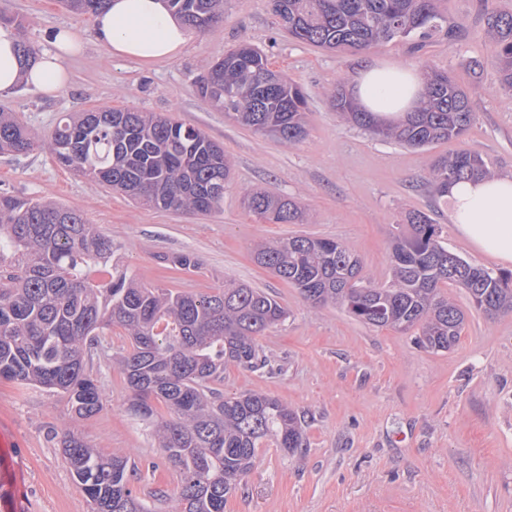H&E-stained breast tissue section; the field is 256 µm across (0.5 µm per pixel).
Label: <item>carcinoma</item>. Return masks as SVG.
<instances>
[{
	"mask_svg": "<svg viewBox=\"0 0 512 512\" xmlns=\"http://www.w3.org/2000/svg\"><path fill=\"white\" fill-rule=\"evenodd\" d=\"M109 0H63L70 12L92 15ZM293 38L327 50L367 54L382 42L414 35L421 48L461 30L438 0H271ZM187 29L204 32L224 17V0H167ZM488 33L501 88L512 92V13L488 10ZM16 30L23 66L39 50L22 22L0 11ZM425 94L404 121L378 123L343 88L331 106L373 134L417 149L461 139L473 122L468 92L448 73L423 74ZM200 98L242 126L294 144L306 135L303 89L271 70L266 54L239 44L196 84ZM31 130L0 111V153H29ZM61 166L157 210L207 214L221 206L231 179L224 147L199 129L161 113L95 109L64 115L44 142ZM492 173L481 153L462 148L437 157L428 182L445 197L448 184ZM244 206L269 224H301L292 198L247 192ZM410 231L395 237L392 277L373 285L361 260L340 242L294 236L257 246L255 259L299 290L312 305L332 303L375 327L415 330L419 343L448 351L464 327V312L443 292L453 284L494 318L512 314V273L475 266L438 241L432 218L413 211ZM112 240L69 207L0 193V379L39 386L67 398L76 419L95 415L102 389L87 370L104 330L118 327L130 348L115 357L129 390V409L154 427L159 447L178 469L180 512H224L227 496L251 470L268 439L294 452L305 445L307 416L264 393L226 396L211 384L224 367L260 369L258 336L284 321L287 310L269 293L227 282L206 293L148 286L111 262ZM166 414L157 413L153 401ZM74 482L92 512H145L130 488L134 467L102 455L82 437L60 439Z\"/></svg>",
	"mask_w": 512,
	"mask_h": 512,
	"instance_id": "1",
	"label": "carcinoma"
}]
</instances>
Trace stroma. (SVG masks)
<instances>
[{"label":"stroma","mask_w":512,"mask_h":512,"mask_svg":"<svg viewBox=\"0 0 512 512\" xmlns=\"http://www.w3.org/2000/svg\"><path fill=\"white\" fill-rule=\"evenodd\" d=\"M512 12V0H439L461 24L457 40L413 48L379 44L366 56L329 51L282 29L269 0H224V18L190 33L175 59L155 64L115 58L101 47L92 18L67 11L61 0H0L35 46L54 28H70L83 43L68 59L66 86L48 95L26 84L0 93L13 113L41 138L61 115L96 108L173 115L223 145L232 179L221 207L207 215L153 210L61 167L47 149L0 154V193L52 201L79 210L116 249L121 266L141 282L186 293L212 292L225 281L272 294L288 311L258 343L264 368L229 366L224 394L263 392L306 412V445L287 453L258 449L254 465L229 494L224 512H512V314L476 311L466 293L447 294L466 314L455 346L434 352L412 332L376 328L333 304L314 306L258 265L256 243L304 235L332 238L356 253L369 281L391 272L394 236L413 211L428 213L439 240L469 263L512 272L480 253L452 224L429 185L435 157L478 151L497 176H512V94L492 63L485 5ZM263 50L273 70L308 96V135L286 144L242 127L195 93L194 82L229 47ZM432 66L450 72L468 92L475 120L458 141L413 149L373 135L333 110L337 86L351 87L367 65ZM261 189L298 200L302 224H267L242 204ZM193 254L197 268L171 267L169 256ZM105 353L87 368L102 386V408L73 419L64 397L0 380V512H90L64 462L59 439L82 434L107 456L134 463L131 488L146 512H177L178 470L150 425L130 413L128 390L115 364L127 348L122 330L104 333Z\"/></svg>","instance_id":"stroma-1"}]
</instances>
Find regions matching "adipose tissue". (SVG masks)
I'll return each mask as SVG.
<instances>
[{"mask_svg":"<svg viewBox=\"0 0 512 512\" xmlns=\"http://www.w3.org/2000/svg\"><path fill=\"white\" fill-rule=\"evenodd\" d=\"M93 29L111 56L143 63L173 59L188 42L184 24L164 0H109L94 17ZM15 44L13 31L0 26V93L22 82L56 93L67 81L65 60L83 51L65 27L53 33L48 48L30 66H21ZM423 91L414 70L371 64L361 71L353 94L376 119L401 120ZM447 199L454 224L470 244L489 257L512 262V178L459 182L449 186Z\"/></svg>","mask_w":512,"mask_h":512,"instance_id":"ef3b65f1","label":"adipose tissue"}]
</instances>
